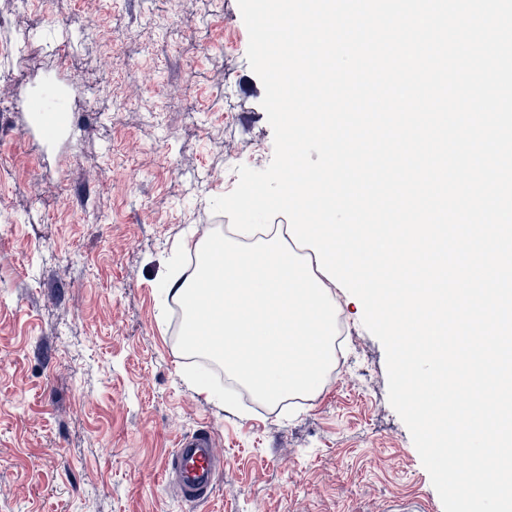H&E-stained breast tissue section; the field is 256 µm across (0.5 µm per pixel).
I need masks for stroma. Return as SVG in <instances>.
<instances>
[{
  "label": "stroma",
  "mask_w": 512,
  "mask_h": 512,
  "mask_svg": "<svg viewBox=\"0 0 512 512\" xmlns=\"http://www.w3.org/2000/svg\"><path fill=\"white\" fill-rule=\"evenodd\" d=\"M0 45V512H444L356 297L302 404L178 348L166 262L274 154L237 0H0ZM203 428L224 473L189 506L163 474Z\"/></svg>",
  "instance_id": "1"
}]
</instances>
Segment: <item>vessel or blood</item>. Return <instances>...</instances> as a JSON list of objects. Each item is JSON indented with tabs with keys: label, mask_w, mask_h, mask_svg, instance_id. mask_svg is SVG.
Instances as JSON below:
<instances>
[{
	"label": "vessel or blood",
	"mask_w": 512,
	"mask_h": 512,
	"mask_svg": "<svg viewBox=\"0 0 512 512\" xmlns=\"http://www.w3.org/2000/svg\"><path fill=\"white\" fill-rule=\"evenodd\" d=\"M223 470L224 456L214 435L200 430L178 441L165 468V481L179 501L197 503L211 497Z\"/></svg>",
	"instance_id": "b4317fda"
}]
</instances>
